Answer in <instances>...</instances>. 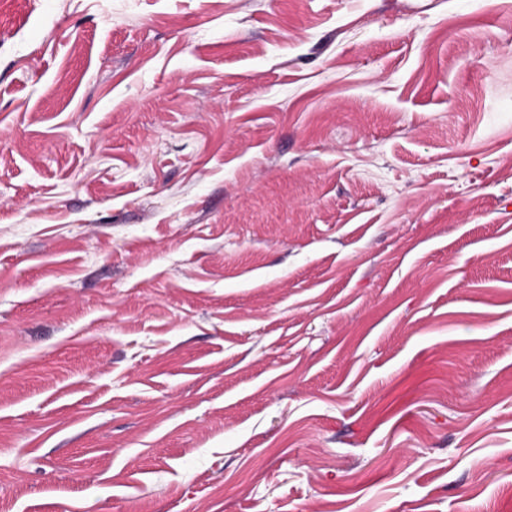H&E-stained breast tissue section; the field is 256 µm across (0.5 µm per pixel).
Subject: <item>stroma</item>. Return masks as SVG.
I'll list each match as a JSON object with an SVG mask.
<instances>
[{
  "label": "stroma",
  "mask_w": 512,
  "mask_h": 512,
  "mask_svg": "<svg viewBox=\"0 0 512 512\" xmlns=\"http://www.w3.org/2000/svg\"><path fill=\"white\" fill-rule=\"evenodd\" d=\"M0 512H512V0H0Z\"/></svg>",
  "instance_id": "stroma-1"
}]
</instances>
